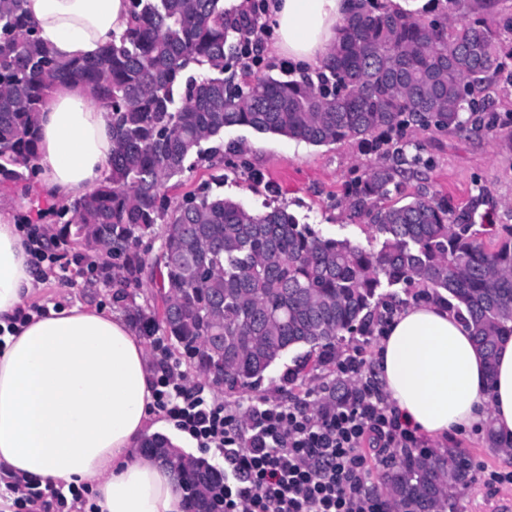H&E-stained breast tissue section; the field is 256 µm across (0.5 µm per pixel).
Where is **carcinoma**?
Segmentation results:
<instances>
[{
	"instance_id": "obj_1",
	"label": "carcinoma",
	"mask_w": 512,
	"mask_h": 512,
	"mask_svg": "<svg viewBox=\"0 0 512 512\" xmlns=\"http://www.w3.org/2000/svg\"><path fill=\"white\" fill-rule=\"evenodd\" d=\"M129 2L128 28L98 57L62 60L37 37L25 0H0V183L27 188L50 87L89 88L112 126L109 174L61 209L71 217L57 239L112 249L128 286L139 285L145 268L156 270L161 319L139 309V328L162 327L190 368L207 379L224 374L228 395L259 384L290 350L305 347L286 372L288 384L301 388L310 357L332 363L339 336L366 332L378 289L403 285L453 310L494 363L498 338L512 335V228L487 243L473 216L453 218L435 194L382 204L402 194L403 149L350 193L351 208L382 237L378 250L323 237L285 207L250 212L207 183L174 207L161 195L193 162L224 154V129L233 126L315 146L358 140L376 147L410 125L462 128L463 113L489 96L499 67L492 17L440 25L357 0L314 73L241 84L224 73L251 68L242 37L256 18L224 8V0ZM159 222L161 252L149 264L136 246ZM143 451L171 464L162 434L146 437ZM467 470L460 457L447 464L405 451L389 464L383 492L392 512H445L451 480ZM174 477L189 512H208L216 475L188 458Z\"/></svg>"
}]
</instances>
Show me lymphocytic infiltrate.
Here are the masks:
<instances>
[{
    "mask_svg": "<svg viewBox=\"0 0 512 512\" xmlns=\"http://www.w3.org/2000/svg\"><path fill=\"white\" fill-rule=\"evenodd\" d=\"M151 345L164 362L155 381L157 407L228 466L224 512H388L368 489L371 463L384 449L415 448L419 439L361 355L337 360V376L353 385L318 410L304 398L259 401L241 420L201 389L187 387L162 338L152 337ZM85 502V488L34 484L14 506L16 512H76Z\"/></svg>",
    "mask_w": 512,
    "mask_h": 512,
    "instance_id": "f902f5d3",
    "label": "lymphocytic infiltrate"
}]
</instances>
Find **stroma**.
I'll return each mask as SVG.
<instances>
[{"label": "stroma", "instance_id": "stroma-1", "mask_svg": "<svg viewBox=\"0 0 512 512\" xmlns=\"http://www.w3.org/2000/svg\"><path fill=\"white\" fill-rule=\"evenodd\" d=\"M480 128L460 131H422L407 128L398 145L406 155L421 154L426 165L420 172L405 175V193L427 189L441 192L453 215L476 210L497 228L512 227V63L498 74L491 99L479 114ZM378 159L370 145L339 141L314 146L288 137L259 133L246 126L224 131L223 193L249 211L262 212L269 206H284L300 223L310 225L319 235L367 243L370 225L355 215L343 198L344 185L363 175ZM58 264L43 280L34 305H103L125 316L152 303L151 283L127 288L123 298L105 287L102 271L88 273V251L64 245L56 251ZM186 382L202 388L204 395L224 404L237 414L264 400L272 404L294 398L295 392L283 380L291 357H284L265 375L258 388H245L225 396L189 370L180 355H173ZM491 422L469 437L452 444L472 465L512 470V451L502 450L489 440ZM456 512H501L500 505L512 503V486L489 495L479 483L456 488L452 493Z\"/></svg>", "mask_w": 512, "mask_h": 512}]
</instances>
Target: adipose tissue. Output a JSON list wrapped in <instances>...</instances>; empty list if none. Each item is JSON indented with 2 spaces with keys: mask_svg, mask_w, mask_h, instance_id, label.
I'll return each mask as SVG.
<instances>
[{
  "mask_svg": "<svg viewBox=\"0 0 512 512\" xmlns=\"http://www.w3.org/2000/svg\"><path fill=\"white\" fill-rule=\"evenodd\" d=\"M354 0H271L277 54L299 69L324 60ZM39 38L63 60L97 57L129 20V0H27ZM35 172L60 206L109 171L112 132L80 84L54 85L39 114ZM39 282L25 238L0 202V484L86 485L94 512H184L172 473L141 452L157 417L146 345L102 306L49 309L18 323ZM380 380L404 419L445 442L492 422L512 446V336L487 365L454 311L415 304L381 339Z\"/></svg>",
  "mask_w": 512,
  "mask_h": 512,
  "instance_id": "ef3b65f1",
  "label": "adipose tissue"
}]
</instances>
